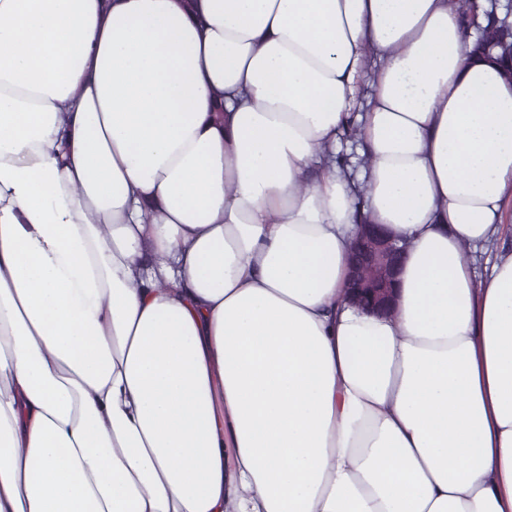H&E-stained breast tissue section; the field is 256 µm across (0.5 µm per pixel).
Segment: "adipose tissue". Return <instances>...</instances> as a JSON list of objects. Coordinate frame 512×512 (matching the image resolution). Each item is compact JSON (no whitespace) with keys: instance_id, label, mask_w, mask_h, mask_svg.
I'll use <instances>...</instances> for the list:
<instances>
[{"instance_id":"obj_1","label":"adipose tissue","mask_w":512,"mask_h":512,"mask_svg":"<svg viewBox=\"0 0 512 512\" xmlns=\"http://www.w3.org/2000/svg\"><path fill=\"white\" fill-rule=\"evenodd\" d=\"M474 42L455 0H0V512H512ZM361 224L406 243L387 318ZM466 260L472 267L475 276V283L485 280L496 262L500 252L512 249V236L506 235L504 239H496L483 245H466Z\"/></svg>"}]
</instances>
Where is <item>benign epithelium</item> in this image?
Instances as JSON below:
<instances>
[{"mask_svg": "<svg viewBox=\"0 0 512 512\" xmlns=\"http://www.w3.org/2000/svg\"><path fill=\"white\" fill-rule=\"evenodd\" d=\"M400 241L390 236L380 224L358 226L353 242L351 282L359 281L361 268L367 264L381 267V276L371 288H351L353 304L363 310L384 312L393 297L396 266L389 263L393 256H401Z\"/></svg>", "mask_w": 512, "mask_h": 512, "instance_id": "7a95c632", "label": "benign epithelium"}]
</instances>
